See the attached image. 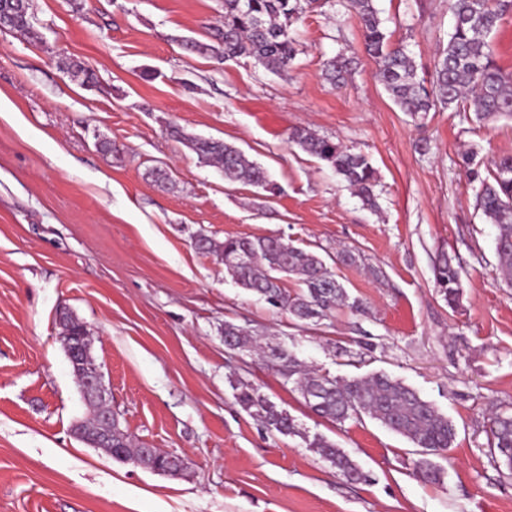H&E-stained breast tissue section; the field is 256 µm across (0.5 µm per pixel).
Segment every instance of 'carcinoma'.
Listing matches in <instances>:
<instances>
[{
    "instance_id": "1",
    "label": "carcinoma",
    "mask_w": 512,
    "mask_h": 512,
    "mask_svg": "<svg viewBox=\"0 0 512 512\" xmlns=\"http://www.w3.org/2000/svg\"><path fill=\"white\" fill-rule=\"evenodd\" d=\"M318 0H224V33L218 45L189 41L186 47L221 60L248 57L272 73H285L298 53V42L290 27ZM359 17L366 52L376 59V77L393 102L417 118L439 107L453 105L473 112L477 122L494 118L512 119V76L496 64L488 37L503 16L512 10V0H448L453 24L448 42L434 62L432 79L419 77L404 47L393 45L381 25L374 0H348ZM31 0H0V30L19 33L32 43L41 41L35 29ZM351 71V61L336 56L326 63L327 79L338 86ZM198 157L224 173L228 183L244 182L274 189L267 172L246 159L237 148L212 138H198L181 129L172 131ZM288 141L326 162L367 206H374L376 171L367 157L308 128H296ZM478 183L475 207L489 224L498 228L496 251L500 273L512 288V155L491 160L486 175L472 172ZM206 252L224 255V269L235 282L258 295L271 307L297 321L319 323L330 319L340 306L364 311L362 301L348 295L335 274L315 252L294 247L278 238L231 237L219 245L202 237ZM435 284L452 308L462 292L459 270L448 256L440 257L434 269ZM297 277L302 288L291 292L281 275ZM61 336L87 333L83 322L64 312L59 317ZM224 340L237 349L257 348V342L239 326L224 323ZM263 358L276 368L284 382L300 393L317 416L342 424L369 417L407 438L421 455L416 476L425 482L442 481V470L428 459L452 447L456 428L414 389L384 372L343 378L319 370L311 371L280 346L263 347ZM235 402L282 435H298L295 420L249 384H241ZM320 457L336 469L346 482L367 481V475L335 442L316 436L309 442ZM488 452L498 468L512 473V414L497 413L490 419ZM144 453L128 434L112 431V458L132 462Z\"/></svg>"
}]
</instances>
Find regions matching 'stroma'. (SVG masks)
<instances>
[{
  "label": "stroma",
  "instance_id": "1",
  "mask_svg": "<svg viewBox=\"0 0 512 512\" xmlns=\"http://www.w3.org/2000/svg\"><path fill=\"white\" fill-rule=\"evenodd\" d=\"M33 3L42 42L0 33V512H512V474L487 455L489 418L512 408V288L469 176L512 155V122L402 112L346 0L293 23L298 53L283 76L186 50L188 39L214 43L224 0ZM375 6L391 43L430 71L452 23L444 0ZM339 54L356 65L335 88L323 69ZM72 60L94 84L64 73ZM174 126L237 147L277 193L225 183ZM298 127L370 157L376 208L289 143ZM155 168L168 180L154 181ZM201 236L313 251L367 312L296 321L238 286L196 248ZM342 248L356 264L336 263ZM443 253L460 272L454 309L435 285ZM63 310L93 337L121 428L184 459L180 475L74 437L91 411L59 338ZM228 322L316 369L383 371L414 388L456 427L441 483L415 477L406 438L370 419H322L255 353L227 349ZM240 381L288 410L301 435L236 404ZM316 435L370 482L337 479L306 443Z\"/></svg>",
  "mask_w": 512,
  "mask_h": 512
}]
</instances>
